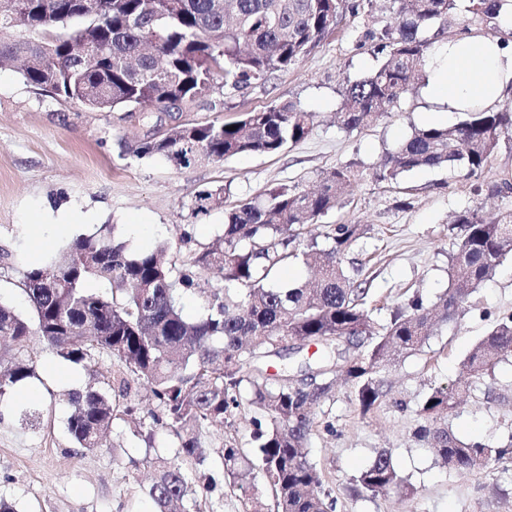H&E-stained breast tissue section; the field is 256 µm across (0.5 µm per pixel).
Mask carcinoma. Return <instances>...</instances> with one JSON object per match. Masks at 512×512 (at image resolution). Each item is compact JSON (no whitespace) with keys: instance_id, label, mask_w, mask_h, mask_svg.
Returning a JSON list of instances; mask_svg holds the SVG:
<instances>
[{"instance_id":"cac0c4a2","label":"carcinoma","mask_w":512,"mask_h":512,"mask_svg":"<svg viewBox=\"0 0 512 512\" xmlns=\"http://www.w3.org/2000/svg\"><path fill=\"white\" fill-rule=\"evenodd\" d=\"M398 16L381 32V60L367 76L349 81L336 112L339 125H368L397 106L412 80L423 72L427 52L454 24L456 0H396ZM512 0H469L473 20L495 19ZM361 0H99L91 14L75 0H0V20L13 27L0 38V69L21 63L25 81L66 101L98 112H140L169 98L195 104L222 89L241 93L291 69L310 54ZM80 25L64 35L73 22ZM434 28L432 35L424 32ZM54 36L57 58L46 61L42 46ZM468 118L451 126L416 128L386 156L374 173L388 184L417 168L461 165L480 174L501 141L512 133V104L475 105ZM314 115L292 102L244 112L234 121L197 124L191 137L174 126L162 140L144 134L132 153L159 157L177 167L219 162L242 154L279 155L304 139ZM235 130H229V127ZM360 171L344 164L318 176L313 191L279 185L260 199L224 212L223 234L186 259L165 260L167 246L134 252L109 232L78 236L50 262L30 265L19 281L31 315L0 301V402L34 375L24 356L29 337L40 336L47 350L68 362L112 358L106 386L88 384L68 393L73 411L67 431L85 452L106 445L116 418L152 445L154 429L179 440L181 459L157 465L146 495L157 512L197 505L201 492L241 493L243 512H259L253 494L260 470L272 499L268 512H335L322 470L309 456L318 432L315 411L335 400L338 380L353 390L366 417L386 402V374L399 360L424 351L497 267L512 257V206L492 214L466 211L449 232L453 253L448 288L433 303L419 294L398 306L377 328L371 320L370 289L355 283L340 263L360 239L359 224H326L320 247L309 226L341 204L344 188ZM222 186L197 192L188 205L193 218L224 202ZM316 268L313 288L274 286L279 270L296 259ZM97 279L110 285L103 295L85 288ZM223 283L220 288L212 281ZM206 301L194 319L183 314L180 293ZM310 344L325 357L316 365H288L270 372ZM512 357V314L488 329L463 361L471 381L435 386L420 401L421 421L413 438L450 473H486L512 456L509 441H465L448 427L456 405ZM149 388L153 407L141 414L133 393ZM250 425L249 452L234 438L222 442L223 471L192 472L187 461L201 460L203 443L235 420ZM403 487L414 494L386 450L353 478L355 497L376 498Z\"/></svg>"}]
</instances>
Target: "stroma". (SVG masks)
I'll list each match as a JSON object with an SVG mask.
<instances>
[{
  "mask_svg": "<svg viewBox=\"0 0 512 512\" xmlns=\"http://www.w3.org/2000/svg\"><path fill=\"white\" fill-rule=\"evenodd\" d=\"M396 10L395 0H369L293 69L244 95L225 97L221 106L201 101L184 115L198 124L229 121L282 101L315 113L309 135L276 156L247 154L189 168L140 159L130 147L145 128L126 113L86 109L29 85L17 70H0V299L30 314L18 281L43 247L60 250L73 236L111 225L134 250L165 243L171 258L182 259L190 248L215 241L225 209L278 185L313 187L321 172L354 162L361 178L324 218L364 229L342 256L344 269L369 288L376 322H385L412 294L435 300L448 286V228L454 216L474 209L489 213L505 201L487 192L474 194L473 182L459 166L407 172L395 185L374 178L386 152L413 128L464 120V113L445 111L428 94L427 79L416 81L398 107L374 124L351 131L337 124L334 113L345 82L368 75L378 64L365 31L392 22ZM216 186L228 189L223 207L191 218L192 197ZM185 230L193 236L188 247L179 242ZM510 313L512 257L431 337L425 354L402 359L390 370L388 404L361 417L351 388L342 384L334 402L317 409L320 429L309 451L325 473L336 512H512V460L490 475H455L411 436L414 410L429 388L458 380L472 346L498 317ZM25 355L34 361V378L25 393L0 402V498L14 503L17 512H154L141 486L153 475L156 458H175L172 433L156 430L149 446L117 419L110 433L116 449L86 453L74 448L67 433L68 392L85 387L93 371L107 382L112 359L93 365L64 362L36 336ZM488 390L496 395L489 404L484 401ZM400 401L406 410L397 409ZM448 426L461 439L492 443L512 430V358L501 361L470 401L449 415ZM382 448L416 487L414 498L399 489L373 499L349 494L350 479Z\"/></svg>",
  "mask_w": 512,
  "mask_h": 512,
  "instance_id": "stroma-1",
  "label": "stroma"
}]
</instances>
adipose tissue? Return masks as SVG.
Masks as SVG:
<instances>
[{
  "label": "adipose tissue",
  "mask_w": 512,
  "mask_h": 512,
  "mask_svg": "<svg viewBox=\"0 0 512 512\" xmlns=\"http://www.w3.org/2000/svg\"><path fill=\"white\" fill-rule=\"evenodd\" d=\"M431 94L449 111L463 112L473 101L492 105L512 91V45L497 39L451 41L437 51Z\"/></svg>",
  "instance_id": "adipose-tissue-1"
}]
</instances>
